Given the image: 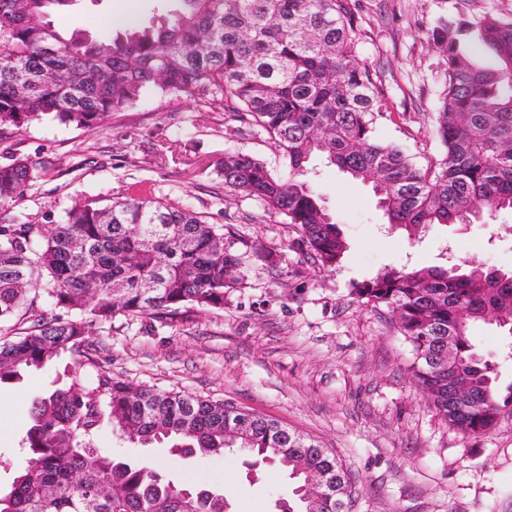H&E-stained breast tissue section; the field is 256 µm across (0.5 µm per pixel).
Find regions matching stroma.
I'll use <instances>...</instances> for the list:
<instances>
[{
  "mask_svg": "<svg viewBox=\"0 0 512 512\" xmlns=\"http://www.w3.org/2000/svg\"><path fill=\"white\" fill-rule=\"evenodd\" d=\"M359 4L366 36L356 56L381 79L392 112L376 134L425 162L441 151L433 113L443 87L428 28L444 13L512 16V0ZM178 7V0H75L52 20L61 31L96 35L113 23L146 24ZM226 126L239 127L240 136L225 140ZM167 141L180 146L182 164L160 163L156 150ZM15 151L41 154L58 172L21 200L1 205L0 224H60L75 202L118 197L140 182L223 227L226 245L241 258L246 284L223 309L191 312L173 327L119 315L111 332L92 337L114 376L224 400L319 441L349 472L350 512H512V415L482 435L441 420L415 382L410 347L392 312L354 305L347 295L351 281L388 266L473 260L511 271V209L471 224H436L411 240L390 229L371 185L317 162L312 187L348 244L343 263L327 272L297 249L296 226L270 217L262 203L217 175L225 156L236 152L274 169L284 164L268 134L239 124L235 113L201 112L189 97L151 96L94 130L47 122L1 134L0 163ZM472 342L498 364L500 386L512 384V336L481 324ZM72 362L65 352L21 382L0 384L1 490L28 465L32 400L59 386ZM94 442L174 482L224 492L231 512H277L278 500L292 489L286 470L248 471L239 451L179 457L167 444L144 446L109 427Z\"/></svg>",
  "mask_w": 512,
  "mask_h": 512,
  "instance_id": "1",
  "label": "stroma"
}]
</instances>
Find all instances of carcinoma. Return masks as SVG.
<instances>
[{
	"label": "carcinoma",
	"instance_id": "1",
	"mask_svg": "<svg viewBox=\"0 0 512 512\" xmlns=\"http://www.w3.org/2000/svg\"><path fill=\"white\" fill-rule=\"evenodd\" d=\"M179 2L182 10L148 25L93 37L66 35L50 20L72 0H27L21 15L16 0H0V132L45 121L95 129L150 94L235 112L275 141L286 170L238 153L224 160V185L297 226L302 251L327 271L348 246L307 180L317 157L371 184L388 223L410 238L433 224L512 209V17L441 15L427 29L444 74L434 113L442 152L421 167L375 135L389 107L378 76L356 59L364 37L358 0ZM470 35L494 52L493 64L467 60ZM52 70L64 80H46ZM53 172L37 154L0 163V203L24 198ZM185 238L193 247L182 246ZM243 281L224 229L146 187L105 205L87 197L61 224H0V325L14 332L0 336V383L65 351L76 356L68 381L33 400L30 462L0 492V512H185L190 502L199 512H227L220 492L177 486L95 448L92 436L106 424L142 444L170 440L176 455L243 448L249 468L278 465L295 480L283 512H346L349 473L318 441L231 403L134 387L90 356L88 336L118 315L171 326L191 310L224 309V296ZM114 283L123 285L118 294ZM348 296L396 312L415 379L449 425L481 435L512 410V383L500 390L495 365L471 343L480 323L512 335V272L475 261L464 272L388 267L352 282ZM450 351L454 368H439ZM85 366L96 370L92 387L80 378ZM318 472L332 495L310 494Z\"/></svg>",
	"mask_w": 512,
	"mask_h": 512
}]
</instances>
